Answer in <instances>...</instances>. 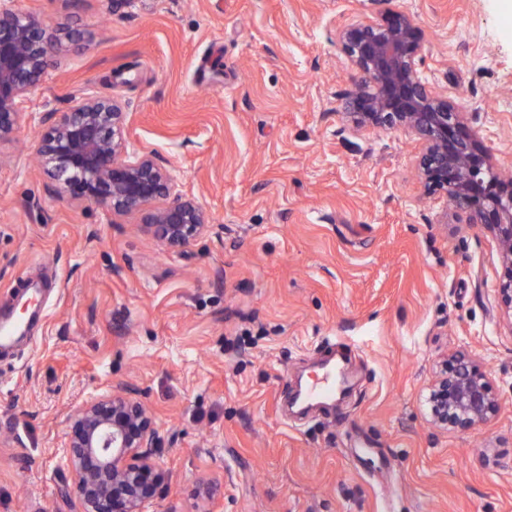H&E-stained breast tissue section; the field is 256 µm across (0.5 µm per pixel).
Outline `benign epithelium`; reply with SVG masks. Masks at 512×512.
I'll list each match as a JSON object with an SVG mask.
<instances>
[{
    "instance_id": "1",
    "label": "benign epithelium",
    "mask_w": 512,
    "mask_h": 512,
    "mask_svg": "<svg viewBox=\"0 0 512 512\" xmlns=\"http://www.w3.org/2000/svg\"><path fill=\"white\" fill-rule=\"evenodd\" d=\"M0 0V143L22 128L24 103L44 79L57 37L42 20ZM358 80L342 111L358 130L402 128L421 143L417 166L428 195L453 201L454 216L479 224L496 240L504 266L498 288L512 317V179L445 94L422 80V30L404 11L352 23L336 32ZM128 113L112 97L82 93L65 112L44 113L37 154L51 190L106 208L113 216L145 212V224L167 249L204 236L207 214L177 190L152 151L129 147ZM432 424L465 433L495 416L499 400L487 367L464 350L428 387ZM71 483L63 495L78 512H146L166 488L155 461V419L126 388L87 401L67 418Z\"/></svg>"
}]
</instances>
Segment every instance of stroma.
Masks as SVG:
<instances>
[{
  "instance_id": "1",
  "label": "stroma",
  "mask_w": 512,
  "mask_h": 512,
  "mask_svg": "<svg viewBox=\"0 0 512 512\" xmlns=\"http://www.w3.org/2000/svg\"><path fill=\"white\" fill-rule=\"evenodd\" d=\"M59 49L0 143V512H74L66 417L118 387L159 430L150 512H512V319L476 224L426 195L419 143L356 130L337 30L405 10L421 73L512 173V0H14ZM121 101L210 232L164 249L142 213L61 197L37 168L45 108ZM345 351L354 386L305 416L295 377ZM487 362L500 403L475 430L432 427L447 355Z\"/></svg>"
}]
</instances>
